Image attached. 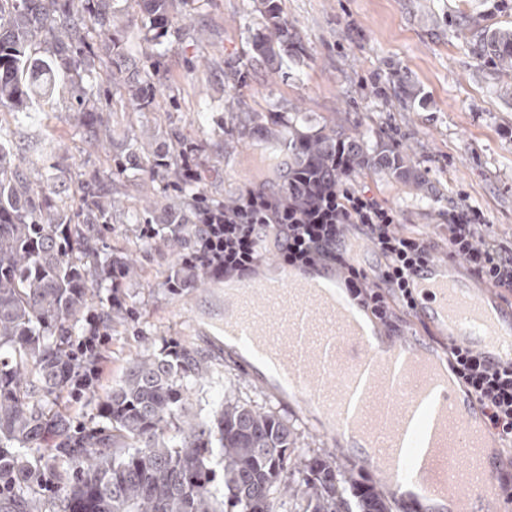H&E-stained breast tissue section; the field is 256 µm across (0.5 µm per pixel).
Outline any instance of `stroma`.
Masks as SVG:
<instances>
[{"instance_id": "1", "label": "stroma", "mask_w": 512, "mask_h": 512, "mask_svg": "<svg viewBox=\"0 0 512 512\" xmlns=\"http://www.w3.org/2000/svg\"><path fill=\"white\" fill-rule=\"evenodd\" d=\"M279 4L305 45L286 78L254 49L266 32L260 0H175L178 21L161 43L103 56L92 95L110 114L113 155L127 156L135 138H152L161 153L182 141L201 145L198 187L222 200L270 175L275 136L287 132L297 106L313 128L335 126L350 135L371 129L395 138L423 175V190L374 173L357 175L352 185L385 199L402 223L433 233L447 223L449 208L473 206L499 238L512 242V96L496 90L489 59L475 49L481 28H512V0ZM231 58L247 72L234 89L224 77ZM152 61L159 105L142 112L112 76ZM70 102L62 80L50 100L33 101L27 112L0 108V126L10 130L31 181H42L53 166L64 172L106 168L89 128L71 121ZM154 186L134 169L112 179V194L124 200L112 211V246L136 256L142 276L124 290L129 317L112 328L95 396L66 400L68 413L89 420L96 395L119 383L130 357L175 339L213 361L211 376L190 389L192 412L211 416L226 398L250 405L288 424L295 456H335L341 471L376 484L372 468L334 454L294 403L272 396L225 354L223 285L177 293L167 288L174 259L144 247L133 216Z\"/></svg>"}]
</instances>
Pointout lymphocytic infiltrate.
Returning a JSON list of instances; mask_svg holds the SVG:
<instances>
[{"instance_id": "1", "label": "lymphocytic infiltrate", "mask_w": 512, "mask_h": 512, "mask_svg": "<svg viewBox=\"0 0 512 512\" xmlns=\"http://www.w3.org/2000/svg\"><path fill=\"white\" fill-rule=\"evenodd\" d=\"M188 219L200 233V244L185 269L247 275L268 253L289 266L324 262L336 266L350 290L362 298L375 318L399 328L412 308L409 276L416 265L444 251L461 259L482 282L512 296V247L499 242L480 210L449 211L438 237L400 224L385 200L346 183L326 186L308 182L298 203L285 205L279 192L259 187L240 190L232 207L197 209ZM355 227L380 258L367 272L336 242ZM448 359L466 388L489 409L496 435L512 442V368L486 367L471 351L449 346Z\"/></svg>"}]
</instances>
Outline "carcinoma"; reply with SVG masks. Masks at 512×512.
<instances>
[{"instance_id": "obj_1", "label": "carcinoma", "mask_w": 512, "mask_h": 512, "mask_svg": "<svg viewBox=\"0 0 512 512\" xmlns=\"http://www.w3.org/2000/svg\"><path fill=\"white\" fill-rule=\"evenodd\" d=\"M109 0H0V107L20 110L35 96H52L64 76L74 122L88 127L106 155L108 171L74 173L76 202H52L53 175L31 184L7 147L0 127V512H38L34 487L52 482L64 496L44 512H279L284 497H301L303 512H390L370 485L336 469L330 458L294 462V439L279 418L231 399L209 418L190 412L189 385L211 372L210 358L183 344L147 349L127 362L123 378L97 400V421H74L61 408L74 389H92L91 370L102 360L99 338L122 319L123 294L112 289V268L125 281L140 277L136 260L112 252V209L121 201L99 191L101 176L128 169L112 157L109 122L89 107L87 86L95 61L112 50ZM141 24L132 38L173 24L172 0H140ZM272 21L262 55L293 46L276 0H261ZM478 53L489 52L495 80L512 75V29L479 35ZM154 74L142 69L118 77L120 88L143 111L154 107ZM288 118V172L281 191L299 194L295 176L324 181L363 171L419 190L424 179L400 146L374 131L349 135L335 127L312 129ZM141 170L163 173L165 183L144 204L142 239L179 258L196 245L193 228L161 224L167 211L206 207L214 199L183 179L178 152L159 155L153 143L132 144ZM178 204L163 202L169 191ZM216 279L175 265L169 288H198Z\"/></svg>"}]
</instances>
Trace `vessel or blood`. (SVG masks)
Here are the masks:
<instances>
[{
    "instance_id": "b4317fda",
    "label": "vessel or blood",
    "mask_w": 512,
    "mask_h": 512,
    "mask_svg": "<svg viewBox=\"0 0 512 512\" xmlns=\"http://www.w3.org/2000/svg\"><path fill=\"white\" fill-rule=\"evenodd\" d=\"M258 266L235 283L245 316L225 323V332L245 325L251 349L269 370L295 382L303 408L329 419L350 399L357 424L393 435L409 429L412 439L398 449L397 465L422 484L429 499L459 492L469 512H497L498 478L512 468V457L495 439L486 409L456 383L444 409L419 403L420 390L432 381L426 361L444 360L442 349L380 323L376 342L363 338L348 317L349 308H362V301L350 295L339 304L326 294L337 285L334 267L288 266L270 255ZM270 269L277 279H266ZM409 283L412 319L469 349L485 365L512 367V301L499 289L437 254L415 267Z\"/></svg>"
}]
</instances>
